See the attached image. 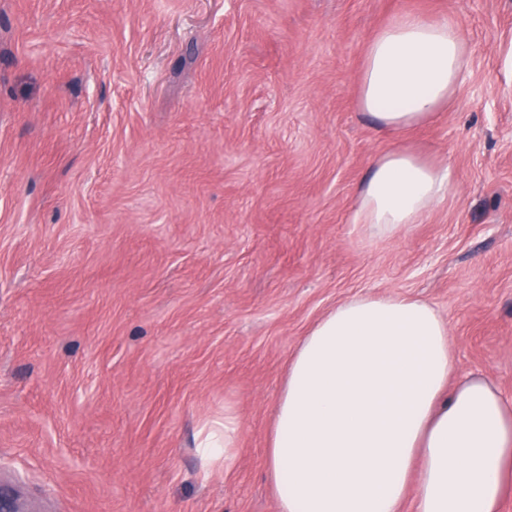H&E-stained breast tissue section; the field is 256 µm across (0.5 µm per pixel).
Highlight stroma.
<instances>
[{"label":"stroma","instance_id":"35a3bbf8","mask_svg":"<svg viewBox=\"0 0 512 512\" xmlns=\"http://www.w3.org/2000/svg\"><path fill=\"white\" fill-rule=\"evenodd\" d=\"M459 21L448 111L376 129L358 90L396 16ZM406 146L457 191L368 236ZM392 294L456 375L512 396V0H0V493L26 512H277L267 436L300 339ZM240 419L231 472L198 424Z\"/></svg>","mask_w":512,"mask_h":512}]
</instances>
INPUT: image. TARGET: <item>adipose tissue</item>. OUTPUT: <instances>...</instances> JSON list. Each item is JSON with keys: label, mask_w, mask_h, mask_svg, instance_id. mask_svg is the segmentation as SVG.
I'll list each match as a JSON object with an SVG mask.
<instances>
[{"label": "adipose tissue", "mask_w": 512, "mask_h": 512, "mask_svg": "<svg viewBox=\"0 0 512 512\" xmlns=\"http://www.w3.org/2000/svg\"><path fill=\"white\" fill-rule=\"evenodd\" d=\"M470 48L452 18L396 17L370 40L359 106L382 130L434 120L463 79ZM449 165L404 149L378 156L358 221L396 235L446 202ZM448 324L427 302L365 295L323 315L298 343L267 442L277 512H500L512 487V398L483 376L454 379ZM240 421L206 422L205 464L232 468Z\"/></svg>", "instance_id": "adipose-tissue-1"}]
</instances>
